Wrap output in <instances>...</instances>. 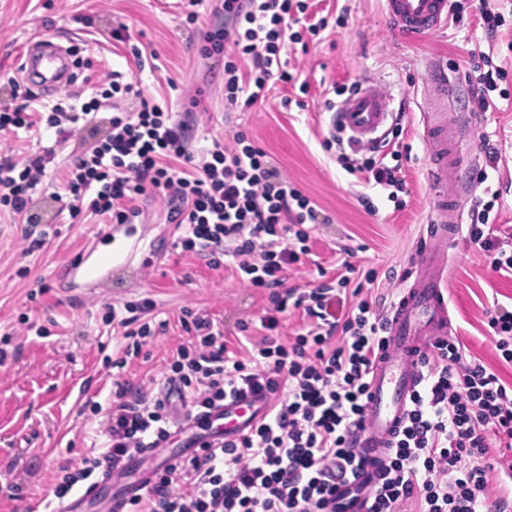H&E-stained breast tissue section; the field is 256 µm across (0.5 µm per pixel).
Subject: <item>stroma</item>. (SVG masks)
Returning a JSON list of instances; mask_svg holds the SVG:
<instances>
[{"instance_id": "stroma-1", "label": "stroma", "mask_w": 512, "mask_h": 512, "mask_svg": "<svg viewBox=\"0 0 512 512\" xmlns=\"http://www.w3.org/2000/svg\"><path fill=\"white\" fill-rule=\"evenodd\" d=\"M459 18L449 20L437 35L407 39L395 31L383 12L382 0H318L315 10L328 16L327 29L308 46L291 45L307 93L275 85L268 100L249 109L224 105V59L204 58V35L213 17L208 5L198 8L196 23H187V0H0V100L8 99L11 80L18 77V56L29 41L50 38L64 47H79L88 66L79 70L75 91L85 80L110 72L140 81L145 93L166 99L173 112L185 115L195 139L225 138L244 131L263 148L306 195L331 218L313 230L316 266L287 274L288 285L316 287L320 271H333L340 248H349L352 262L375 269L374 295L397 301L412 280L417 250L433 216L432 185L426 159L431 147L423 137V116L447 112L449 119L470 115L472 132L466 142L472 165L482 158L481 135H490L502 158L500 179L512 186V107L498 112L473 111L467 91L455 107L444 108L425 87L422 74L429 61L446 65L464 82L471 52L493 51L494 61L512 70V0H502L508 15L495 40L477 25L476 0H460ZM349 14L337 23V5ZM129 29V43L112 41L118 24ZM141 58H134L130 45ZM375 80L404 113L403 142L409 154L404 170L411 194L403 210H395L384 193L369 190L377 208L369 213L359 202V186L325 152L329 131L325 91L332 85ZM301 106H284L285 98ZM83 138L55 142L53 132L0 133V157L27 156L55 147L41 196L62 191L66 165ZM140 206L146 221L142 251L154 264L131 268L113 277L106 288H84L87 300L72 303L53 282L55 269L86 243L97 217L73 222L69 214L53 216L47 241L39 252L22 251L27 226L0 212V349L8 358L0 365V512H30L31 506L54 498V476L65 462L79 463L89 453L103 452L107 438L99 428L97 406L112 400L115 380L132 389L161 387L162 371L178 345L188 343L183 309L223 324L230 351L248 357L249 333L240 320H259L269 306V292L243 285L232 269H215L204 256L182 251L175 242L180 229L166 220L161 201L148 197ZM448 307L454 332L471 355L501 379L512 382V364L501 362L491 341L485 311L493 302L512 306V278H499L466 243L451 247L448 259ZM150 299L152 312L140 322L166 321L161 334L147 338L140 356L124 358L123 330L107 317L115 307L126 317V304Z\"/></svg>"}]
</instances>
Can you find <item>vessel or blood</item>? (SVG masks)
Returning <instances> with one entry per match:
<instances>
[{
  "instance_id": "vessel-or-blood-1",
  "label": "vessel or blood",
  "mask_w": 512,
  "mask_h": 512,
  "mask_svg": "<svg viewBox=\"0 0 512 512\" xmlns=\"http://www.w3.org/2000/svg\"><path fill=\"white\" fill-rule=\"evenodd\" d=\"M450 7V0H383L391 25L410 39L440 31L448 22ZM72 65L67 49L53 40L42 39L23 47L18 69L24 86L45 98L68 84ZM427 84L442 101L448 99L454 87L453 79L441 66L428 68ZM390 114L387 95L370 83L340 102L336 109L345 133L362 144L382 137ZM424 137L432 147L428 174L435 191L431 204L436 219L420 251V271L411 285L403 288L389 313L386 343L371 374L364 420L351 438L356 454L378 461L385 460L395 433L405 421L411 398L421 385V353L428 342L447 338L449 329L444 278L448 248L457 235L456 224L462 221V202L449 196L448 186L463 177L464 158L458 128L439 116L425 121ZM93 239L90 248L77 253L55 273L58 284L102 285L114 269L133 259L142 232L137 224H103ZM271 398V393L264 392L225 399L223 407L205 416L208 429L204 439L190 446L180 445L174 449V456L200 454L237 439L260 420L263 406ZM142 491L139 480L121 485L107 501V512H125L129 501Z\"/></svg>"
}]
</instances>
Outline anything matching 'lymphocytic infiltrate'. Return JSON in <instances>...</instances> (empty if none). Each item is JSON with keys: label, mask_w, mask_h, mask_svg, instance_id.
Instances as JSON below:
<instances>
[{"label": "lymphocytic infiltrate", "mask_w": 512, "mask_h": 512, "mask_svg": "<svg viewBox=\"0 0 512 512\" xmlns=\"http://www.w3.org/2000/svg\"><path fill=\"white\" fill-rule=\"evenodd\" d=\"M309 8L308 0H214L218 22L207 33L205 53L224 57L226 106L263 104L277 82L307 90L288 47L327 29V18L311 16ZM465 78L474 111L512 99V72L495 64L492 54L471 55ZM116 96L139 104L113 113L109 134L72 156L54 202L74 218L87 209L123 224L140 215L142 196H162L168 223L183 229L182 250L204 255L214 268L232 266L248 287L270 289V306L260 318L263 335L246 359L230 354L223 326L184 309L192 339L177 348L164 372L167 391L133 397L117 383L104 412L105 451L76 466L61 465L55 497L93 483L102 471L120 470L132 453L160 447L192 416L223 406L229 394L283 389L286 397L275 400L252 431L154 473L128 512H348L351 503L336 484L363 465L349 437L385 344L382 302L362 294L376 281L375 269L345 259L316 288L285 287L286 270L312 260V225L330 223V216L243 132L195 147L183 121L119 74L93 84L85 100L67 92L46 106L29 92L23 103H1L0 131L41 124L63 142L93 120L102 101ZM404 131L395 123L383 143L366 148L345 143L336 127L326 138L325 151L363 187L362 204L377 188L403 209L410 192ZM480 150L483 162L473 179L483 194L470 200L466 241L492 272L511 277L512 232L498 223L502 191L489 183L501 154L486 134ZM54 158L48 149L21 163L1 160L0 209L23 223H42L33 194ZM345 293L353 301L340 319L331 304ZM296 313L305 326L282 340V320ZM421 360L422 386L370 493L368 512H407L411 505L416 512H490V492H503L512 472V383L467 360L457 337L430 343Z\"/></svg>", "instance_id": "obj_1"}]
</instances>
